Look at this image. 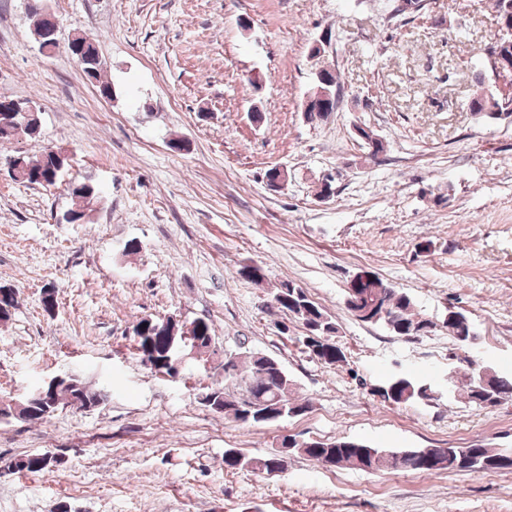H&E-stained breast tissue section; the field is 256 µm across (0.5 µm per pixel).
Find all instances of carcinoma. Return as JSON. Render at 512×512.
Masks as SVG:
<instances>
[{"mask_svg": "<svg viewBox=\"0 0 512 512\" xmlns=\"http://www.w3.org/2000/svg\"><path fill=\"white\" fill-rule=\"evenodd\" d=\"M490 9L496 13L503 34L494 43L499 54L512 60V0H488ZM84 76L96 83L100 95L106 99L112 97L109 83L101 80L102 69L87 61L79 63ZM477 83L481 93L474 96L469 104L474 114L483 118L512 123V72L504 71L499 75L483 68L477 73ZM52 152L45 150L37 159L21 156V170L11 180L23 184H35L42 187L57 185ZM72 196L83 202L78 209H71L63 215L68 224H80L89 217V210L96 197L95 188L86 183L69 186ZM366 295L364 306L372 309L367 317L360 318L365 323L374 322L384 325L396 336H424L436 328V323L416 312L410 296L378 276L359 289ZM18 307L17 293L7 285H0V323L8 322L13 310ZM270 307L286 313L289 319L302 323L310 329H317L319 342L302 341L306 352L323 364L335 365L346 361V356L335 341L338 327L328 312L311 301L305 291L291 281L283 282L272 294ZM444 327L448 336L456 340L462 332L476 331L473 320L461 311L448 316ZM173 325L171 317H143L132 328L137 355L151 363V368L159 374L174 378L178 371L174 362L178 358V349L183 347L197 356L210 350L214 329L209 323L196 319L189 327L178 326L176 337H171ZM224 381L240 387H247L256 400L267 404V408L278 411L283 406L286 414L295 416L309 409V402H300L293 396V381L282 365L273 357L262 353H252L247 359L237 357L224 363ZM451 386L466 393L468 402L481 408L497 407L503 401H512V377L490 371L481 376L475 371L468 376L462 374L451 379ZM225 387L213 385L208 388L205 398L213 399L214 412L224 413L234 420L253 425H263L277 421V417L255 416L246 418L233 402L224 399ZM370 394L378 396L390 404H413L428 398L424 384L405 374H393L382 385L370 389ZM106 398L104 390L93 387L81 378L68 380L51 395L53 408L46 409L39 404H25L21 419L46 421L52 418L60 408L78 404L85 409L97 406ZM291 453L302 454L325 466L356 468L365 472H385L406 469L417 473L471 472L479 473L490 469L512 470V448H407L391 450L373 447L362 441L338 438L336 440H311L304 445L294 447ZM56 466L55 455L42 453L33 457L21 458L4 466L9 473L45 472ZM276 466L275 455L252 460L241 455L224 454V468H250L268 473Z\"/></svg>", "mask_w": 512, "mask_h": 512, "instance_id": "1", "label": "carcinoma"}]
</instances>
